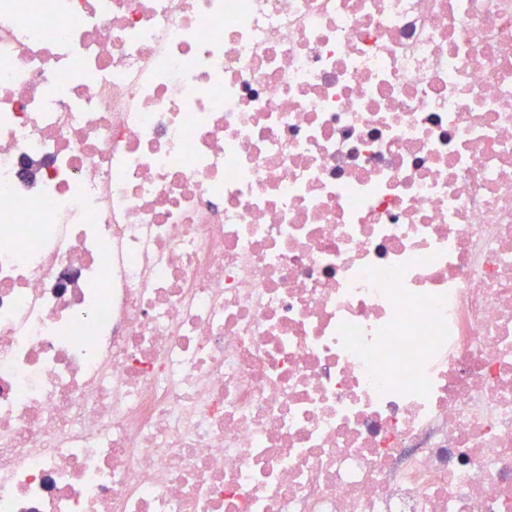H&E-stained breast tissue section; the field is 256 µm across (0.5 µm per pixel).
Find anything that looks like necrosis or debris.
<instances>
[{
    "label": "necrosis or debris",
    "instance_id": "obj_1",
    "mask_svg": "<svg viewBox=\"0 0 512 512\" xmlns=\"http://www.w3.org/2000/svg\"><path fill=\"white\" fill-rule=\"evenodd\" d=\"M0 512H512V0H0Z\"/></svg>",
    "mask_w": 512,
    "mask_h": 512
}]
</instances>
